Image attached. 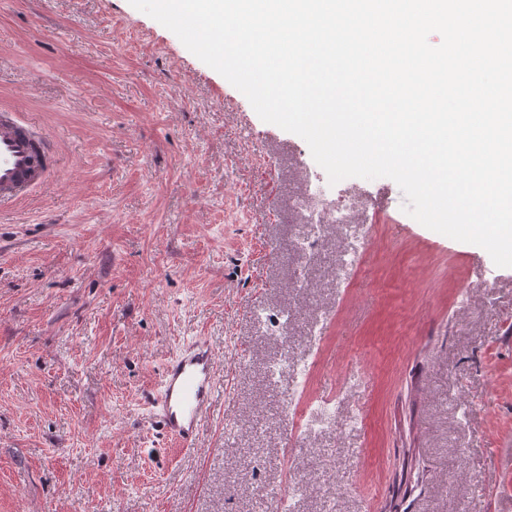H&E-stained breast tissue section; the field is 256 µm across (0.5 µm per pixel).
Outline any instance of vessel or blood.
I'll return each mask as SVG.
<instances>
[{
	"label": "vessel or blood",
	"mask_w": 512,
	"mask_h": 512,
	"mask_svg": "<svg viewBox=\"0 0 512 512\" xmlns=\"http://www.w3.org/2000/svg\"><path fill=\"white\" fill-rule=\"evenodd\" d=\"M61 157L32 119L0 105V209L14 207L55 178ZM217 352L197 336L166 362L157 392L147 397L148 417L167 438L190 448L210 417L220 391Z\"/></svg>",
	"instance_id": "b4317fda"
}]
</instances>
